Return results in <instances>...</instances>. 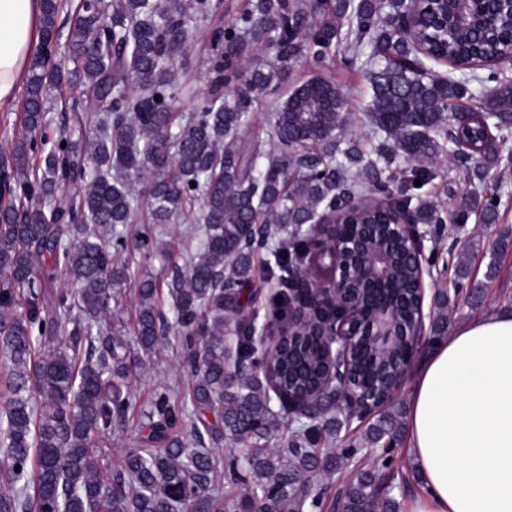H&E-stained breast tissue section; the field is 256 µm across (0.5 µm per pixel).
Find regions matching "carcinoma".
Instances as JSON below:
<instances>
[{"label":"carcinoma","instance_id":"cac0c4a2","mask_svg":"<svg viewBox=\"0 0 512 512\" xmlns=\"http://www.w3.org/2000/svg\"><path fill=\"white\" fill-rule=\"evenodd\" d=\"M222 5L43 0L22 130L0 155V331L11 362L10 397L0 408V471L8 476L0 512H332L307 479L342 463L350 467L338 490L346 512H364L379 496L388 449L402 438L401 408L388 405L362 440L336 453L332 436L354 413L336 411L331 398L306 422L288 408V390L312 386L326 369L320 345L300 350L285 341L272 354L245 318L228 350L224 300L240 303L251 255L269 250L278 284L273 321L288 324L307 249L295 228L327 213L343 224H385L398 210L441 233L446 218L420 195L444 175L438 162L453 158L482 180L501 163L481 148L485 135L512 132V77L494 65L512 17L487 28L478 18L494 13V0H477L467 6L477 17L471 23L450 6L448 29L428 21L407 30L394 22L406 0H249L227 22ZM198 22L208 24L207 88L192 111L179 112ZM336 52L350 66L363 58L372 66L367 154L344 144L346 102L335 85L313 77L278 97L297 62L318 70ZM443 60L459 75L435 74L432 64ZM63 85L82 92L62 102L54 123L52 92ZM258 95L269 99L267 135L277 144L269 151L257 136L244 139ZM91 99L109 108L93 110ZM455 112L468 113L467 156L458 152ZM352 194L389 205L342 208ZM473 212L496 223L494 196L469 197L455 223ZM137 220L149 228L133 239L117 231ZM175 221L196 225L198 253L166 267L171 324L156 282L138 279L132 253L150 250L156 225ZM391 250L394 273L377 298L405 321L416 312L418 270L399 246ZM59 274L67 287L48 289ZM464 279L459 259L454 293L479 302L481 290L465 289ZM133 282L134 319L118 329L100 325ZM450 302L438 291L435 336L446 333ZM173 331L194 377L191 394L156 388L142 432L113 464L95 449L135 407L127 379L143 361L130 359V348L150 355ZM273 434L276 448L263 443ZM218 441L229 447L222 458L211 448ZM221 471L222 492L214 485Z\"/></svg>","mask_w":512,"mask_h":512}]
</instances>
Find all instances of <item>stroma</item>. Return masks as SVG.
I'll list each match as a JSON object with an SVG mask.
<instances>
[{
	"mask_svg": "<svg viewBox=\"0 0 512 512\" xmlns=\"http://www.w3.org/2000/svg\"><path fill=\"white\" fill-rule=\"evenodd\" d=\"M319 75L334 83L347 101L349 120L341 129L342 135L357 138L366 134L369 130L365 109L370 92L368 65L359 64L349 68L340 58L334 57L320 70ZM449 174L455 182L454 189H447L445 182L439 179L424 189L425 199L442 209L445 214H452L460 198L475 192L486 196L494 195L499 202L497 223L487 224L478 216H470L467 223L456 225L451 229L448 238L439 244L433 240L430 225L422 224L418 227L423 236L425 251L435 252L437 256L434 269L437 283L428 288L427 297H434L440 289H452L453 276L444 270L448 250L452 247L459 251L467 250L468 255L464 262L469 269V281L481 287L484 292L482 301L475 306L465 304L463 298H456L454 307L448 310V326L453 329L495 310L512 308V245L504 249L498 246L504 231L512 226V165L499 166L491 172L484 184L477 187L470 186L458 169H450ZM195 252L196 245L186 237L184 225L175 222L165 225L151 251L135 253L134 261L140 275H148L160 281L165 277L166 260L183 264ZM492 263L497 266V274L491 278L488 277L487 270ZM130 382L138 395L139 408L130 413L125 427L113 431L107 442L110 457L114 460L119 458L123 448L128 447L130 438L137 433L141 423L139 409L146 406L154 389L169 384L183 394L190 391L193 376L182 366L181 346L172 338L156 348L147 358L144 368L132 372ZM392 456L391 470L394 479L385 488L383 495L402 507L417 491L419 481L414 475L405 444H398Z\"/></svg>",
	"mask_w": 512,
	"mask_h": 512,
	"instance_id": "obj_1",
	"label": "stroma"
}]
</instances>
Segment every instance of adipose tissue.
I'll return each mask as SVG.
<instances>
[{"label": "adipose tissue", "mask_w": 512, "mask_h": 512, "mask_svg": "<svg viewBox=\"0 0 512 512\" xmlns=\"http://www.w3.org/2000/svg\"><path fill=\"white\" fill-rule=\"evenodd\" d=\"M41 0H0V105L41 38ZM406 444L421 486L406 512H512V311L463 324L417 365Z\"/></svg>", "instance_id": "obj_1"}]
</instances>
